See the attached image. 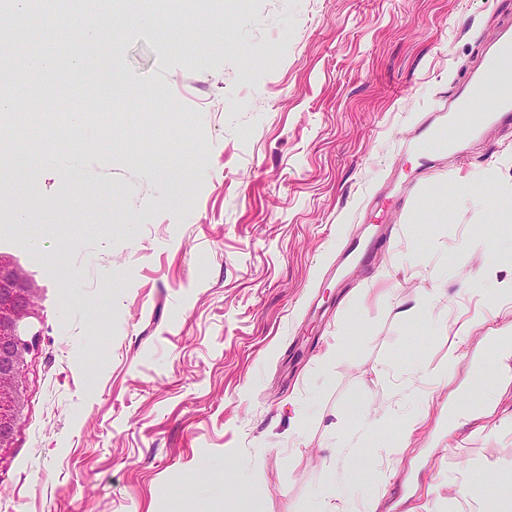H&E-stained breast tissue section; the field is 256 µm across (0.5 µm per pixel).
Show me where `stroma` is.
<instances>
[{
    "instance_id": "1",
    "label": "stroma",
    "mask_w": 512,
    "mask_h": 512,
    "mask_svg": "<svg viewBox=\"0 0 512 512\" xmlns=\"http://www.w3.org/2000/svg\"><path fill=\"white\" fill-rule=\"evenodd\" d=\"M166 5L43 40L51 72L1 49L17 124L112 128L0 162V207L27 215L0 256L42 332L0 512H318L338 489L356 512H512V353L475 368L512 337L488 289L512 282V123L429 145L512 0ZM351 456L368 468L337 486Z\"/></svg>"
}]
</instances>
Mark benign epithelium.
Wrapping results in <instances>:
<instances>
[{
  "label": "benign epithelium",
  "instance_id": "1",
  "mask_svg": "<svg viewBox=\"0 0 512 512\" xmlns=\"http://www.w3.org/2000/svg\"><path fill=\"white\" fill-rule=\"evenodd\" d=\"M35 318L32 291L0 260V448L10 445L19 422L26 360L39 340Z\"/></svg>",
  "mask_w": 512,
  "mask_h": 512
}]
</instances>
